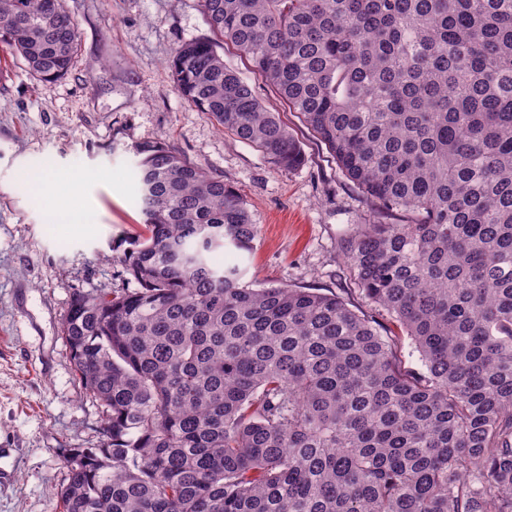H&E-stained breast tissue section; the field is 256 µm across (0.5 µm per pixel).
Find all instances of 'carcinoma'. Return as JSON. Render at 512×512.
I'll return each instance as SVG.
<instances>
[{"label":"carcinoma","instance_id":"1","mask_svg":"<svg viewBox=\"0 0 512 512\" xmlns=\"http://www.w3.org/2000/svg\"><path fill=\"white\" fill-rule=\"evenodd\" d=\"M345 176L411 224H360L366 305L253 288L260 228L224 178L134 147L138 287L78 292L61 335L102 409L61 512H512V0H199ZM0 41L41 80L77 51L60 0H0ZM218 44L178 45V93L282 170L300 142ZM424 369L411 368L405 344Z\"/></svg>","mask_w":512,"mask_h":512}]
</instances>
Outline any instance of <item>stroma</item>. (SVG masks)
Segmentation results:
<instances>
[{
    "instance_id": "stroma-1",
    "label": "stroma",
    "mask_w": 512,
    "mask_h": 512,
    "mask_svg": "<svg viewBox=\"0 0 512 512\" xmlns=\"http://www.w3.org/2000/svg\"><path fill=\"white\" fill-rule=\"evenodd\" d=\"M78 49L69 74L45 82L22 58L0 75V512H59L71 450L101 440V412L78 382L61 326L73 294L133 287L121 259L145 233L135 144L152 142L223 176L260 235L251 252L216 253L255 285L361 297L343 254L357 227L410 224L338 168L327 147L248 62H224L279 113L305 163L284 171L208 120L174 89V47L212 38L199 0H62ZM84 177L89 224H49L43 177Z\"/></svg>"
}]
</instances>
